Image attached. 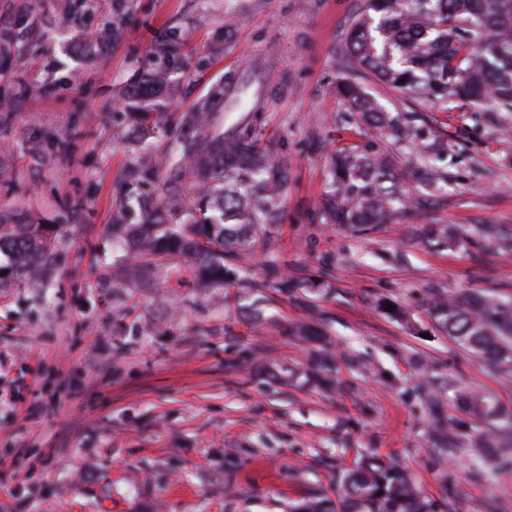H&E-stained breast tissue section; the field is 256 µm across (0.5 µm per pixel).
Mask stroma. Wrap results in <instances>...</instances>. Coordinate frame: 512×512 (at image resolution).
<instances>
[{
	"instance_id": "1",
	"label": "stroma",
	"mask_w": 512,
	"mask_h": 512,
	"mask_svg": "<svg viewBox=\"0 0 512 512\" xmlns=\"http://www.w3.org/2000/svg\"><path fill=\"white\" fill-rule=\"evenodd\" d=\"M359 0H0V212L38 224L49 264L18 275L0 254V512H293L340 504L365 458L410 474L433 512H512V473L477 471L479 429L434 446L425 372L512 411V373H488L437 327L425 298L512 296V252L479 230L512 228V112L431 111L448 135L455 250L425 245L414 216L352 234L321 212L328 152L374 137L331 87ZM120 21L117 39L96 34ZM176 39L172 56L159 44ZM163 72L150 133L125 103ZM246 82L260 143L292 172L278 223L226 254L244 280L202 287L184 256H148L112 234L177 179L189 198L184 113L212 128L238 113L216 97ZM294 285L280 293L275 283ZM394 302L398 320L383 310ZM307 323L336 358L335 384L308 381Z\"/></svg>"
}]
</instances>
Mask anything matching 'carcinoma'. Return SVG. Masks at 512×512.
<instances>
[{"instance_id":"carcinoma-1","label":"carcinoma","mask_w":512,"mask_h":512,"mask_svg":"<svg viewBox=\"0 0 512 512\" xmlns=\"http://www.w3.org/2000/svg\"><path fill=\"white\" fill-rule=\"evenodd\" d=\"M345 49L352 71L406 92L419 105L448 112L463 100L476 112H512V0H363L346 30ZM335 91L355 124L392 138L396 148L366 140L330 152L329 190L322 204L326 223L361 233L412 213L423 222L420 232L429 245L461 246L456 227L429 223L430 212L447 196L448 176L437 162L448 152V139L423 113L392 112L349 77L336 80ZM151 96L152 90L140 83L128 90L129 105L144 126L153 119ZM208 121L204 110L183 116L184 125L202 132L189 144L194 194L179 205L171 196L131 233L144 252L193 255L204 280L224 282L235 275L224 265V252L243 243L255 226L278 220L290 168L287 156L260 145L248 116L220 133L204 131ZM400 147L423 164L402 166ZM177 215L185 218L193 237L174 228ZM480 234L512 251V231L486 224ZM2 252L18 271L46 264L51 256L40 226L0 219ZM427 307L488 370H512V297L474 289L453 299L432 295ZM335 363L326 350L313 351L309 378L331 382ZM454 401L489 430L486 442L473 449L476 461L492 471H511L512 416L499 426L503 415L497 402L466 392L456 393ZM342 484V512H431L394 463L366 459L343 476Z\"/></svg>"}]
</instances>
